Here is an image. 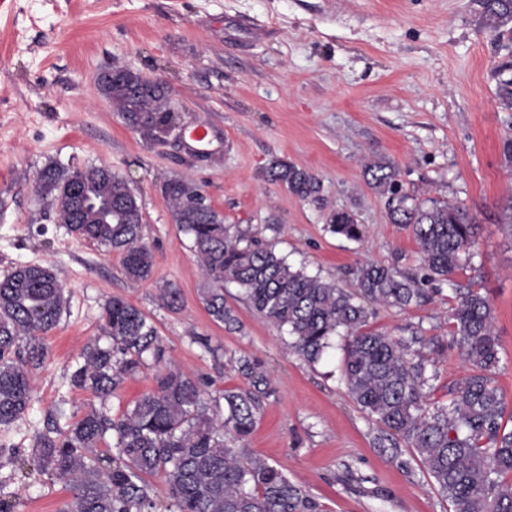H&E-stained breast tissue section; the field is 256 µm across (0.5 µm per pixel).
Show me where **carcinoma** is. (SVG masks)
<instances>
[{"instance_id": "carcinoma-1", "label": "carcinoma", "mask_w": 512, "mask_h": 512, "mask_svg": "<svg viewBox=\"0 0 512 512\" xmlns=\"http://www.w3.org/2000/svg\"><path fill=\"white\" fill-rule=\"evenodd\" d=\"M485 27L512 34V0H474ZM104 96L143 137L154 139L172 122L167 88L115 68ZM393 224L408 227L419 246L415 270L366 263L356 268L355 287L295 269L272 245L231 234L200 187L182 179L162 192L173 220L189 237L201 263L202 301L216 322L238 318L224 302V284L238 285L255 312L287 328L289 349L309 362L346 338L343 379L349 396L381 427L397 432L433 479L453 512H512V429L503 424L505 403L494 385L498 337L488 299L468 288L452 308V336L471 369L448 388V406L430 410L425 388L433 376L409 339L367 328L369 306L405 308L420 302L471 262L481 225L458 204L418 202L402 192L398 172L367 168ZM268 180L302 200L321 203L323 187L312 172L274 160ZM38 195L58 223L83 239L122 255L125 274L144 280L152 254L142 234L143 204L129 184L106 166L47 165L39 173ZM329 229L360 241L364 225L345 210L332 213ZM64 292L54 271L18 266L0 276V426L21 417L32 400L31 378L45 360L42 336L59 322ZM106 345L82 353L72 384L102 399L137 375L146 359L159 368L154 385L114 419L92 409L68 429L36 436L32 462L43 474L65 480L72 496L58 512H158L148 477L163 475L176 512H319V503L277 467L242 457L236 444L255 429L262 402L274 394L261 365L239 360L246 387L224 392V404H210L199 380L168 366V351L151 320L120 297L103 307ZM112 437L111 455L99 445Z\"/></svg>"}]
</instances>
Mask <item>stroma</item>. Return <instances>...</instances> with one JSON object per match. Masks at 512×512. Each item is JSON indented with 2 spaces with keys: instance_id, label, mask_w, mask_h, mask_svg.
Masks as SVG:
<instances>
[{
  "instance_id": "1",
  "label": "stroma",
  "mask_w": 512,
  "mask_h": 512,
  "mask_svg": "<svg viewBox=\"0 0 512 512\" xmlns=\"http://www.w3.org/2000/svg\"><path fill=\"white\" fill-rule=\"evenodd\" d=\"M117 66L167 84L173 129L147 140L113 110L96 78ZM506 80L512 35L487 31L474 0H5L0 274L51 267L65 304L45 337L29 410L0 428V500L15 512H57L71 493L32 466L36 435L101 407L120 416L151 388L150 367L106 399L70 381L83 349L107 344L102 306L119 295L154 323L172 368L203 379L212 396L244 386L240 357L262 364L275 393L240 452L281 469L325 512H452L410 450L389 448L348 396L343 338L307 362L230 284L224 299L237 328L211 319L199 262L162 186L192 180L231 232L274 242L292 266L346 289L360 264L412 266L418 255L411 231L390 222L365 163L393 166L417 200L468 207L482 226L472 261L429 302L374 307L368 327L441 340L442 349H420L434 409L470 370L451 336L456 291L487 296L499 337L494 383L512 428V224L503 221L512 200L503 155L512 110L498 100ZM201 123L211 138L200 149L188 134ZM274 160L318 175L323 205L269 182ZM51 163L108 166L128 181L144 203L143 236L154 255L148 280L127 279L120 254L56 222L35 192ZM340 208L364 224L362 241L328 231L330 211ZM169 288L179 293L172 308L163 300Z\"/></svg>"
}]
</instances>
